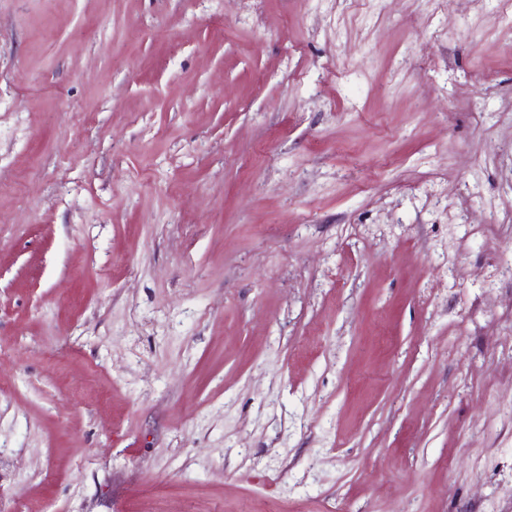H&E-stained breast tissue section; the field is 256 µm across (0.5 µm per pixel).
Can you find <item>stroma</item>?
<instances>
[{
    "label": "stroma",
    "instance_id": "1",
    "mask_svg": "<svg viewBox=\"0 0 512 512\" xmlns=\"http://www.w3.org/2000/svg\"><path fill=\"white\" fill-rule=\"evenodd\" d=\"M0 512H512V0H0Z\"/></svg>",
    "mask_w": 512,
    "mask_h": 512
}]
</instances>
